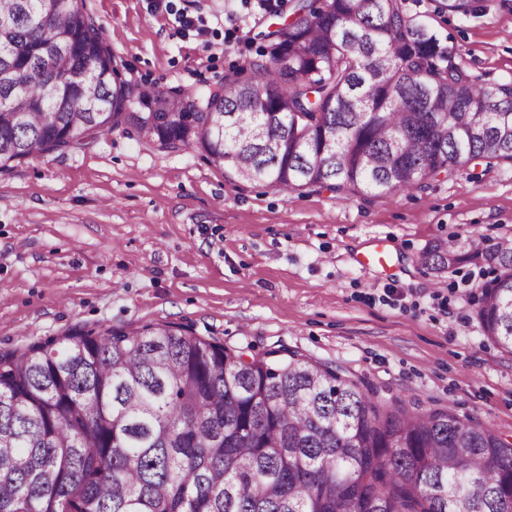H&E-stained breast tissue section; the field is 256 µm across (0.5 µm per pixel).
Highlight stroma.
I'll list each match as a JSON object with an SVG mask.
<instances>
[{"label":"stroma","mask_w":512,"mask_h":512,"mask_svg":"<svg viewBox=\"0 0 512 512\" xmlns=\"http://www.w3.org/2000/svg\"><path fill=\"white\" fill-rule=\"evenodd\" d=\"M469 16L406 0L476 81H512V6ZM122 78L201 88L256 58L260 0H86ZM188 16L194 27L182 28ZM512 239V166L442 175L399 195L240 182L201 150L133 132L0 172V351L79 325L171 322L254 355L285 346L398 398L449 409L512 442V353L473 298L485 264L431 272L436 241ZM383 243L386 267L364 266Z\"/></svg>","instance_id":"stroma-1"}]
</instances>
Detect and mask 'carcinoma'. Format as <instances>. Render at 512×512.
I'll use <instances>...</instances> for the list:
<instances>
[{
	"instance_id": "carcinoma-1",
	"label": "carcinoma",
	"mask_w": 512,
	"mask_h": 512,
	"mask_svg": "<svg viewBox=\"0 0 512 512\" xmlns=\"http://www.w3.org/2000/svg\"><path fill=\"white\" fill-rule=\"evenodd\" d=\"M43 2L0 0V171L120 128L286 193L512 165V82L478 84L406 0H277L258 58L197 90L133 86L84 0ZM465 260L493 265L474 311L512 353V247L422 257ZM0 512H512V443L294 352L70 327L0 353Z\"/></svg>"
}]
</instances>
